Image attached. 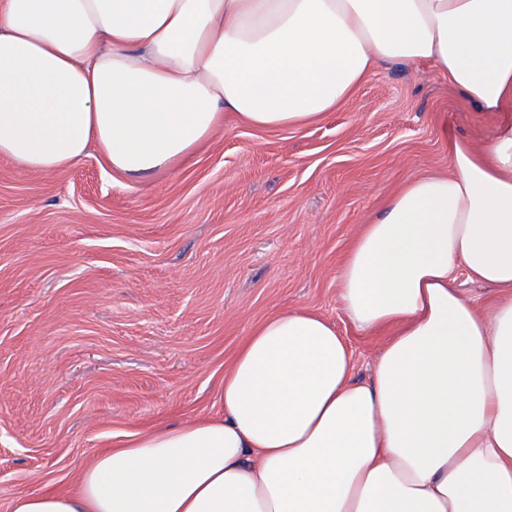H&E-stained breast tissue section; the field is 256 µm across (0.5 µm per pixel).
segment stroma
<instances>
[{"instance_id": "35a3bbf8", "label": "stroma", "mask_w": 512, "mask_h": 512, "mask_svg": "<svg viewBox=\"0 0 512 512\" xmlns=\"http://www.w3.org/2000/svg\"><path fill=\"white\" fill-rule=\"evenodd\" d=\"M506 121L430 63L387 61L304 126L225 117L173 169L0 158V512L116 441L215 414L225 366L278 310L334 322L368 381L383 339L338 296L354 236L405 180L447 169L449 139L481 148Z\"/></svg>"}]
</instances>
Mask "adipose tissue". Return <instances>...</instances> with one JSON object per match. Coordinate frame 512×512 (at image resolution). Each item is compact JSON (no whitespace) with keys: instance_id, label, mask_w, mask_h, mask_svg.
Returning <instances> with one entry per match:
<instances>
[{"instance_id":"obj_1","label":"adipose tissue","mask_w":512,"mask_h":512,"mask_svg":"<svg viewBox=\"0 0 512 512\" xmlns=\"http://www.w3.org/2000/svg\"><path fill=\"white\" fill-rule=\"evenodd\" d=\"M392 59L512 112V0H0V158L171 169L225 113L300 127ZM448 160L340 267L349 320L385 336L368 383L334 324L280 310L225 367L218 414L115 444L9 512H512V124L480 150L449 140ZM461 272L491 287L486 310Z\"/></svg>"}]
</instances>
